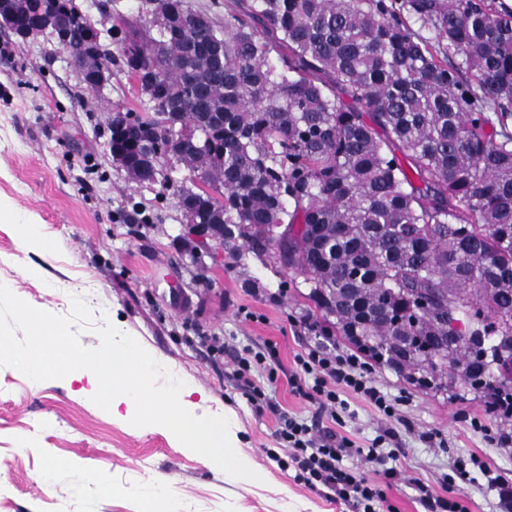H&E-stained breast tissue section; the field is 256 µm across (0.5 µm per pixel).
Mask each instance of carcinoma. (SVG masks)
<instances>
[{"label": "carcinoma", "mask_w": 512, "mask_h": 512, "mask_svg": "<svg viewBox=\"0 0 512 512\" xmlns=\"http://www.w3.org/2000/svg\"><path fill=\"white\" fill-rule=\"evenodd\" d=\"M70 48L88 18L59 0ZM41 0H19L33 24ZM117 65L144 111L112 113V160L154 183L190 224L224 225V250L268 255L303 277L324 321L368 358L402 336L448 330V298L512 315V6L504 0H141ZM189 137L170 144L174 128ZM200 179L193 190L174 173ZM288 230L278 253L269 226ZM420 315L396 318L415 297ZM396 369L406 380L423 355ZM469 369L470 348L451 354ZM489 409L512 417L491 361Z\"/></svg>", "instance_id": "obj_1"}]
</instances>
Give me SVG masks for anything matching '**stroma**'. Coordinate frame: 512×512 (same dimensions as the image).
I'll return each mask as SVG.
<instances>
[{
	"mask_svg": "<svg viewBox=\"0 0 512 512\" xmlns=\"http://www.w3.org/2000/svg\"><path fill=\"white\" fill-rule=\"evenodd\" d=\"M143 103L123 68L112 67L105 87L93 92L50 36L19 44L0 29V204L39 225L53 245L47 254L22 250L18 227L0 222V284L58 315L83 297L96 324L108 321L133 336L201 397V412L232 415L262 480L231 481L167 432L98 408L77 381L36 385L0 366V512H143L142 494L157 480L169 490L170 512H349L278 463L284 449L274 438L275 417L244 395L248 381L264 383L262 367L248 381L232 374L239 355L275 344L278 377L266 385L267 397L306 424L330 425L329 410L292 385L296 355L322 339L307 329L321 321L308 288L267 256L235 258L192 236L175 198L113 163L110 114L139 112ZM30 267L35 275H27ZM213 335L224 339L223 357L210 351ZM370 379L394 399V418L346 390L341 433L366 448L394 432L384 448L398 476L376 512H428L421 486L466 512H502L478 468L463 478L451 472L456 460L475 455L512 479V419L489 413L474 394L421 388L385 364H374ZM475 419L482 429L472 427ZM487 428L507 443L488 441ZM435 435L444 446L432 443Z\"/></svg>",
	"mask_w": 512,
	"mask_h": 512,
	"instance_id": "obj_1",
	"label": "stroma"
}]
</instances>
